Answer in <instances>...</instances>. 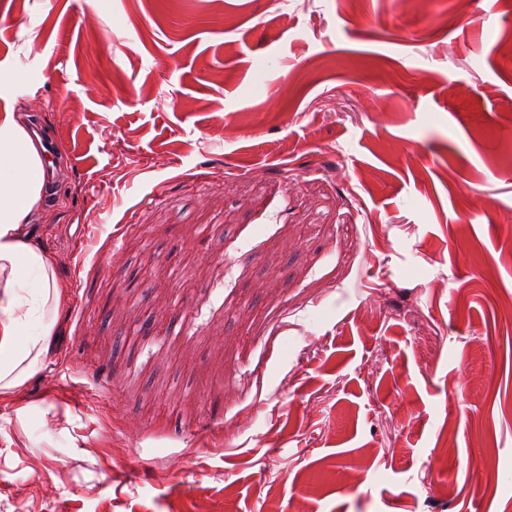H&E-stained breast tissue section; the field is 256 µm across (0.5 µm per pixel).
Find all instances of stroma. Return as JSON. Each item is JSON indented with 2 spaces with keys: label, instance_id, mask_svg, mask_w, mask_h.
<instances>
[{
  "label": "stroma",
  "instance_id": "35a3bbf8",
  "mask_svg": "<svg viewBox=\"0 0 512 512\" xmlns=\"http://www.w3.org/2000/svg\"><path fill=\"white\" fill-rule=\"evenodd\" d=\"M511 44L512 0H0L67 288L0 512H512Z\"/></svg>",
  "mask_w": 512,
  "mask_h": 512
}]
</instances>
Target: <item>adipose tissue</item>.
I'll return each instance as SVG.
<instances>
[{
	"instance_id": "obj_1",
	"label": "adipose tissue",
	"mask_w": 512,
	"mask_h": 512,
	"mask_svg": "<svg viewBox=\"0 0 512 512\" xmlns=\"http://www.w3.org/2000/svg\"><path fill=\"white\" fill-rule=\"evenodd\" d=\"M44 161L14 115L0 121V394L23 387L48 361L65 288L29 217L43 199Z\"/></svg>"
}]
</instances>
